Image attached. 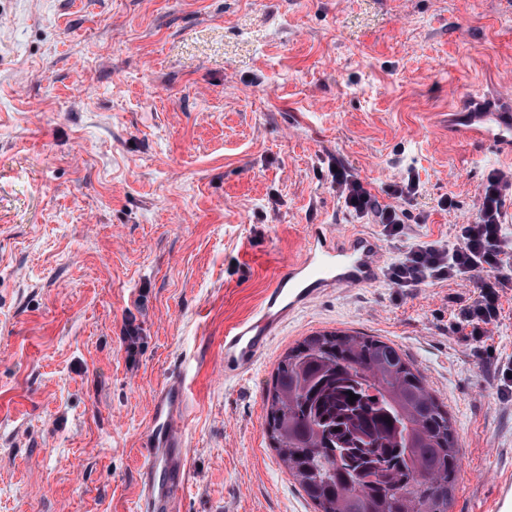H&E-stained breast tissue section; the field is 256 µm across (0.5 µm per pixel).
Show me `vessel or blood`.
<instances>
[{
  "label": "vessel or blood",
  "instance_id": "1",
  "mask_svg": "<svg viewBox=\"0 0 512 512\" xmlns=\"http://www.w3.org/2000/svg\"><path fill=\"white\" fill-rule=\"evenodd\" d=\"M465 134L492 151L512 153V99L472 98L462 114ZM384 254L364 234H339L323 224L312 225L300 259L265 294L256 313L224 331V373L244 374L254 367L284 316L294 314L334 288L376 285ZM187 389L171 376L153 395L151 417L143 436L136 512H175L185 481L184 431Z\"/></svg>",
  "mask_w": 512,
  "mask_h": 512
}]
</instances>
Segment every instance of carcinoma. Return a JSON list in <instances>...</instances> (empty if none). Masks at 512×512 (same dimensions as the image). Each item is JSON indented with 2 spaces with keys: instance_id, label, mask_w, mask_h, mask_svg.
Here are the masks:
<instances>
[{
  "instance_id": "carcinoma-1",
  "label": "carcinoma",
  "mask_w": 512,
  "mask_h": 512,
  "mask_svg": "<svg viewBox=\"0 0 512 512\" xmlns=\"http://www.w3.org/2000/svg\"><path fill=\"white\" fill-rule=\"evenodd\" d=\"M265 401L273 448L318 512H448L462 462L455 429L392 344L307 336L279 361Z\"/></svg>"
}]
</instances>
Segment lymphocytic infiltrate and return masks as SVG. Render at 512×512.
<instances>
[{
  "mask_svg": "<svg viewBox=\"0 0 512 512\" xmlns=\"http://www.w3.org/2000/svg\"><path fill=\"white\" fill-rule=\"evenodd\" d=\"M336 194L348 213L363 218L373 216L386 238L401 237L405 230L403 212L391 205H381L367 185L350 169L338 166ZM512 173L493 171L479 195L476 218L464 225L458 244L448 247L422 242L412 245L404 256L388 266V280L401 288L452 281L462 282L475 274H492L478 296L459 313L458 329H470L474 339L487 335L497 326L501 311V292L512 291V273L506 269L512 258Z\"/></svg>",
  "mask_w": 512,
  "mask_h": 512,
  "instance_id": "f902f5d3",
  "label": "lymphocytic infiltrate"
}]
</instances>
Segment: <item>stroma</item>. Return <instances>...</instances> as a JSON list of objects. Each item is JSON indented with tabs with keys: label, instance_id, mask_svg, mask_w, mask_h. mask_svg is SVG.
<instances>
[{
	"label": "stroma",
	"instance_id": "obj_1",
	"mask_svg": "<svg viewBox=\"0 0 512 512\" xmlns=\"http://www.w3.org/2000/svg\"><path fill=\"white\" fill-rule=\"evenodd\" d=\"M508 91L512 0H0V512H133L153 393L179 372L178 512H315L264 395L288 349L324 331L406 354L463 449L448 512H489L492 476H512L497 386L512 295L487 336L457 329L486 274L334 290L232 379L224 330L312 225L381 239L343 209L336 163L384 204L418 181L386 263L416 240L456 243L512 158L449 133L448 116Z\"/></svg>",
	"mask_w": 512,
	"mask_h": 512
}]
</instances>
